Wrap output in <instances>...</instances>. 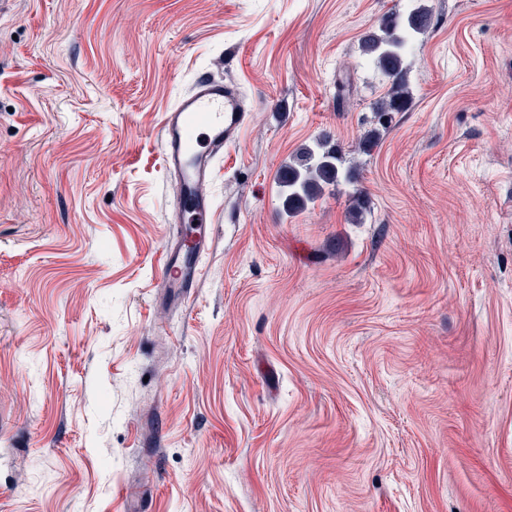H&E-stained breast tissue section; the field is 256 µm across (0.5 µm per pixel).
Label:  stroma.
Returning a JSON list of instances; mask_svg holds the SVG:
<instances>
[{"label":"stroma","instance_id":"35a3bbf8","mask_svg":"<svg viewBox=\"0 0 512 512\" xmlns=\"http://www.w3.org/2000/svg\"><path fill=\"white\" fill-rule=\"evenodd\" d=\"M413 5L411 99L361 149L360 44ZM204 72L251 116L176 307L160 127ZM324 133L352 179L287 212ZM0 512H512V0H11Z\"/></svg>","mask_w":512,"mask_h":512}]
</instances>
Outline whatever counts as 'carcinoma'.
<instances>
[{"mask_svg": "<svg viewBox=\"0 0 512 512\" xmlns=\"http://www.w3.org/2000/svg\"><path fill=\"white\" fill-rule=\"evenodd\" d=\"M430 22L429 13L417 7L402 19L382 20L378 30L364 40L363 55L373 61L390 82L388 99L381 102L376 110L378 127L374 128L372 135H377L379 128L387 126L390 114L398 111L401 102L410 96V86L403 69L404 49ZM343 179L348 180L350 176L341 167L339 145L325 133L291 158L280 178V185L288 210L294 211L315 203L327 186Z\"/></svg>", "mask_w": 512, "mask_h": 512, "instance_id": "carcinoma-1", "label": "carcinoma"}]
</instances>
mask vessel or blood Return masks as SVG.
Listing matches in <instances>:
<instances>
[{"instance_id":"obj_1","label":"vessel or blood","mask_w":512,"mask_h":512,"mask_svg":"<svg viewBox=\"0 0 512 512\" xmlns=\"http://www.w3.org/2000/svg\"><path fill=\"white\" fill-rule=\"evenodd\" d=\"M248 120L238 87L206 73L164 116L162 158L175 179L174 221L182 229L166 244L159 273L175 301H184L201 276L199 259L212 244L213 198L208 187L214 165L239 140Z\"/></svg>"}]
</instances>
